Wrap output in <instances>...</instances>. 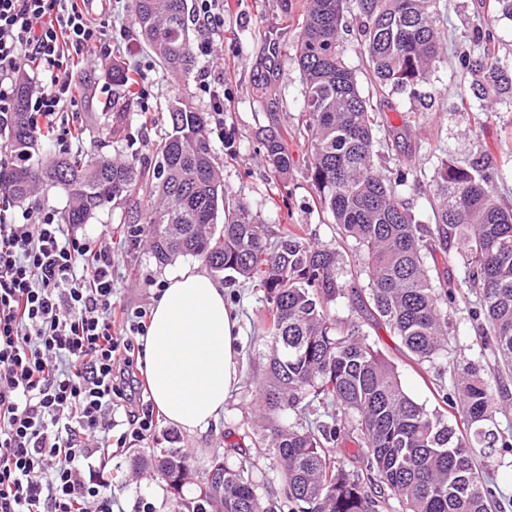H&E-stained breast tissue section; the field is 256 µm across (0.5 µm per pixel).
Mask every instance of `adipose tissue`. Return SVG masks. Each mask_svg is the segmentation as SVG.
<instances>
[{"label":"adipose tissue","mask_w":512,"mask_h":512,"mask_svg":"<svg viewBox=\"0 0 512 512\" xmlns=\"http://www.w3.org/2000/svg\"><path fill=\"white\" fill-rule=\"evenodd\" d=\"M144 370L154 403L190 432L207 431L241 377L240 329L223 287L198 268L169 277L145 337Z\"/></svg>","instance_id":"obj_1"}]
</instances>
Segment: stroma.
<instances>
[{
    "label": "stroma",
    "instance_id": "obj_1",
    "mask_svg": "<svg viewBox=\"0 0 512 512\" xmlns=\"http://www.w3.org/2000/svg\"><path fill=\"white\" fill-rule=\"evenodd\" d=\"M305 8L306 0H227L224 24L216 29L203 28L197 15H190L192 45L210 39L222 44L223 53L216 58L199 56L198 65L185 85L167 74L137 37L115 44L113 58L140 69L146 76V96L136 112L130 113L123 134L117 137L109 131L110 71L94 61H86L73 73L80 88L78 103L63 115L64 120L74 121L83 131L76 151L121 160L134 156L140 162H149L155 141L168 130L169 101L187 96L198 110L210 112L209 95L200 86L202 75H209L212 81L224 83V133L211 135L210 140L225 191L244 198L268 229L301 224L310 242L335 246L334 224L318 213L312 201L304 162L306 146L293 133L303 101L302 75L295 58V27ZM463 84L462 71L452 61L439 65L428 76L425 89L432 95L431 106L408 139L413 163L425 171L434 167L435 159L427 146L437 137L454 162L467 163L479 152L493 163L502 161L504 134L512 132V99L502 101L497 114L478 128L469 112L456 108ZM267 126L288 132V148L296 160L282 185L270 173L258 139L259 131ZM127 215V209L106 208L86 224L65 225L64 231L71 237L88 238L98 236L101 230H110L113 298L131 308H149L169 276L184 267L199 265L200 260L187 256L166 265L156 264L146 242L133 245L125 241ZM224 289L240 320V383L226 399L216 426L207 432L184 431L162 416L150 438L113 449L112 484L108 492L121 512H173L165 481L155 469L139 466V459L176 448L203 463L213 452L227 451L246 426L260 424L258 393L251 379L261 372L269 346L259 328L262 293L241 282L225 283ZM470 308V303L462 301L448 310V318L456 328L450 338V349L453 356L484 366L492 356L480 351L470 325ZM378 344L397 363L402 385L409 395L426 406H434L427 387L434 371L423 370L405 358L398 350L396 338L386 331H379Z\"/></svg>",
    "mask_w": 512,
    "mask_h": 512
}]
</instances>
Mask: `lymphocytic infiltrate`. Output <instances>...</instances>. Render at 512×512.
Returning a JSON list of instances; mask_svg holds the SVG:
<instances>
[{
	"label": "lymphocytic infiltrate",
	"mask_w": 512,
	"mask_h": 512,
	"mask_svg": "<svg viewBox=\"0 0 512 512\" xmlns=\"http://www.w3.org/2000/svg\"><path fill=\"white\" fill-rule=\"evenodd\" d=\"M87 0H0V135L10 130L19 74L34 128L54 130L75 106L76 60L112 62V37ZM112 250L65 236L56 211L0 208V512H114L95 460L113 442L155 429L134 374L145 308L112 332Z\"/></svg>",
	"instance_id": "1"
}]
</instances>
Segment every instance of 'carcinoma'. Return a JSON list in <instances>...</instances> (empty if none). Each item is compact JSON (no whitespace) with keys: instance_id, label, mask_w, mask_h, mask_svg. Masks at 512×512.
I'll return each mask as SVG.
<instances>
[{"instance_id":"cac0c4a2","label":"carcinoma","mask_w":512,"mask_h":512,"mask_svg":"<svg viewBox=\"0 0 512 512\" xmlns=\"http://www.w3.org/2000/svg\"><path fill=\"white\" fill-rule=\"evenodd\" d=\"M361 19L357 50L371 91L360 87L344 60L339 31L348 5ZM133 26L167 72L188 80L196 66L186 17L187 0H131ZM512 18V0H493L484 29L454 44V56L472 82L461 104L476 107L474 123L499 101L512 98V66L503 63L490 30ZM448 17L439 0H307L296 40L303 75L302 122L307 167L320 210L331 215L338 241L319 248L301 224L265 228L243 200L224 193L215 167L206 113L187 99L167 106L170 130L148 164L97 156L58 154L33 161L37 135L20 85L14 122L5 137L11 164L0 190L24 200L38 184L63 189L66 224L87 223L99 210L120 205L151 187L159 203L128 227L130 241L147 232L151 255L164 265L199 257L216 275L263 289L260 322L269 339L257 381L262 433L243 432L235 460L214 454L195 482L196 461L180 450L163 451L154 466L163 476L175 512H493L496 486L479 471L475 451L512 448L491 409L493 390L512 373V206L497 194L506 179L484 155L458 165L439 151L432 179L409 158L383 171L376 147L410 134L421 113L403 124H380L376 113L390 97L414 100L432 69L448 59ZM127 68L112 64V126L124 129L138 93ZM272 174L295 165L280 130L259 137ZM429 184L434 223L417 218L405 192ZM454 258L463 284L475 295L472 329L493 355L494 374L454 361L453 389L432 381L438 404L429 409L403 389L397 364L362 325L332 314L331 304L355 290L366 325L397 338L419 365L448 360V307L463 296L449 271L428 259ZM367 279V285L357 283ZM325 421H310L311 408ZM294 414V421L288 414ZM352 444L350 458L335 448ZM272 449L278 489L258 478L251 448Z\"/></svg>"}]
</instances>
